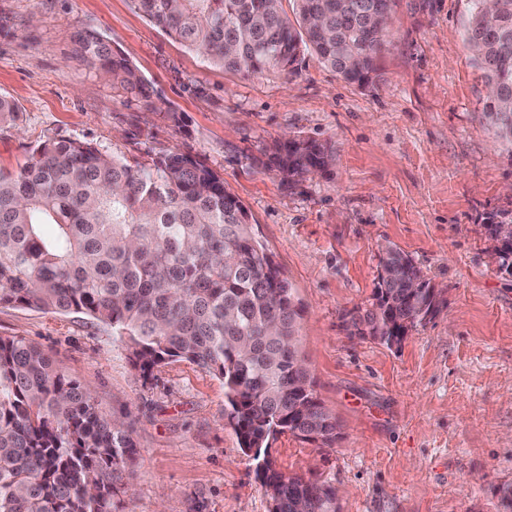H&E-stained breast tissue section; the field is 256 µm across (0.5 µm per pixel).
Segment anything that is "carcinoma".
<instances>
[{
    "mask_svg": "<svg viewBox=\"0 0 512 512\" xmlns=\"http://www.w3.org/2000/svg\"><path fill=\"white\" fill-rule=\"evenodd\" d=\"M151 24L226 71L295 70L314 52L349 84L377 75L396 0H132ZM466 39L493 90L484 116L512 146V0H468ZM87 67L127 99L154 108L155 90L94 29L77 33ZM268 160L288 180L325 171L327 143L289 138ZM371 307L350 325L399 345L436 309L434 289L397 248L381 260ZM0 303L79 311L112 325L148 375L183 359L224 379L228 420L242 450L257 449L269 512H336L326 484L273 470L267 450L290 433L336 439V420L314 400L300 354L299 313L273 255L242 202L189 152L149 162L87 142L48 139L17 172L0 169ZM129 427L97 407L36 345L0 337V512H124Z\"/></svg>",
    "mask_w": 512,
    "mask_h": 512,
    "instance_id": "1",
    "label": "carcinoma"
}]
</instances>
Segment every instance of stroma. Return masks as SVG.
<instances>
[{"mask_svg": "<svg viewBox=\"0 0 512 512\" xmlns=\"http://www.w3.org/2000/svg\"><path fill=\"white\" fill-rule=\"evenodd\" d=\"M468 20L467 0H397L380 77L360 87L311 53L291 74L224 71L131 0H0V97L15 107L0 168L62 137L141 160L189 152L223 178L302 309L314 392L338 425L332 444L285 433L271 453L282 473L332 486L339 512H504L512 485V276L486 230L512 223V152L482 117ZM83 28L127 54L157 111L90 72ZM285 137L330 144L329 169L284 183L263 161ZM390 246L438 291L436 312L391 348L348 328ZM0 337L40 346L131 422L125 512H268L217 373L172 359L143 375L110 324L76 311L0 304Z\"/></svg>", "mask_w": 512, "mask_h": 512, "instance_id": "obj_1", "label": "stroma"}]
</instances>
